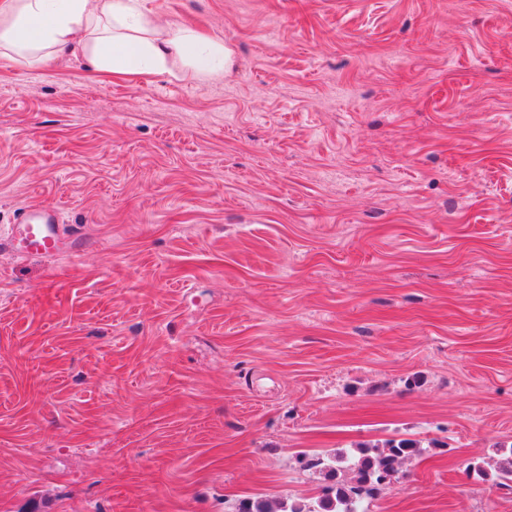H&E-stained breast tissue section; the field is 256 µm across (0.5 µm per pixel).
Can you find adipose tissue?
<instances>
[{
    "instance_id": "adipose-tissue-1",
    "label": "adipose tissue",
    "mask_w": 512,
    "mask_h": 512,
    "mask_svg": "<svg viewBox=\"0 0 512 512\" xmlns=\"http://www.w3.org/2000/svg\"><path fill=\"white\" fill-rule=\"evenodd\" d=\"M45 60L82 55L121 76L223 74L232 52L199 32L164 28L140 0H0V47Z\"/></svg>"
}]
</instances>
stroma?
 Masks as SVG:
<instances>
[{"label": "stroma", "mask_w": 512, "mask_h": 512, "mask_svg": "<svg viewBox=\"0 0 512 512\" xmlns=\"http://www.w3.org/2000/svg\"><path fill=\"white\" fill-rule=\"evenodd\" d=\"M201 78L0 48V512H234L425 449L371 512H512V0H141ZM17 255L60 257L77 251L84 243L83 233L59 223L58 213L41 205L22 207L14 224H9L3 238Z\"/></svg>", "instance_id": "35a3bbf8"}]
</instances>
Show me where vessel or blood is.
<instances>
[{"instance_id":"b4317fda","label":"vessel or blood","mask_w":512,"mask_h":512,"mask_svg":"<svg viewBox=\"0 0 512 512\" xmlns=\"http://www.w3.org/2000/svg\"><path fill=\"white\" fill-rule=\"evenodd\" d=\"M4 237L15 254L51 258L77 251L85 242L83 233L60 224L57 212L41 205L22 207Z\"/></svg>"}]
</instances>
